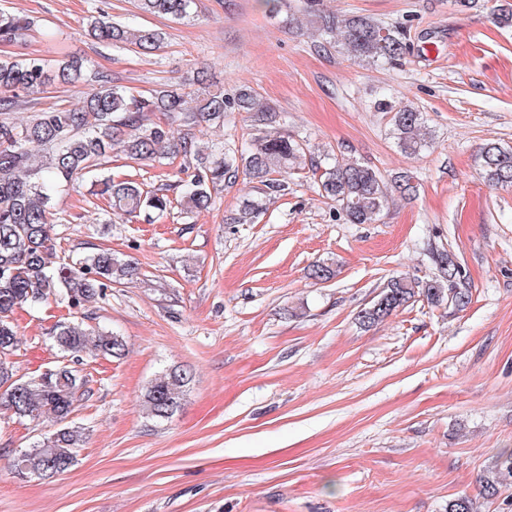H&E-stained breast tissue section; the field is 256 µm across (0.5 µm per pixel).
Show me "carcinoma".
<instances>
[{
    "label": "carcinoma",
    "mask_w": 512,
    "mask_h": 512,
    "mask_svg": "<svg viewBox=\"0 0 512 512\" xmlns=\"http://www.w3.org/2000/svg\"><path fill=\"white\" fill-rule=\"evenodd\" d=\"M321 0H307L310 23L317 25L329 43L340 44L355 59L367 64L394 65L407 51V31L384 26L368 17L343 19L320 8ZM194 0H138L147 14L174 20L191 17ZM31 26L29 18L0 10V39L10 40ZM89 32L114 47L135 46L149 51L159 46V32L114 23L100 12L91 16ZM95 81L99 88L86 94L76 107H53L36 113L28 122L15 126L0 122V403L20 419L32 422L50 420L59 428L50 437L20 451L12 461L16 476L50 478L68 471L77 461L82 433L67 425L74 410L76 393L82 385L76 370L64 365L37 380L13 379L6 355L13 352L19 338L12 315L24 306L40 305L53 298L78 306L124 279L136 275V267L110 248L66 262L56 260L51 234L53 198L77 175L112 154L119 147L127 158L146 161L170 147L171 128L144 123V114L164 112L171 123L183 127L201 123L220 125L226 112L251 115L257 133L242 150L217 145L210 151L192 150L183 142L181 152L193 156L194 165L183 167L187 174L182 197L184 210L207 209L213 204L212 191L236 182L243 174L261 185L262 194L275 196L285 191L284 177L301 168L306 153L303 143L288 134L282 118L260 105L253 94L240 92L232 97L224 91H187L183 88L155 90L134 96L106 76ZM89 82L80 60H69L56 67L39 58L24 62L0 60V110L12 105L19 93L34 94L52 85L79 89ZM376 107L391 112V134L398 148L408 156L419 154L427 145L423 113L409 105H396L381 99ZM484 178L492 186L512 185V147L489 141L480 150ZM317 174L319 194L336 204L348 224H373L388 207L394 191L402 195L416 192L413 176L403 171L392 180L376 168L355 160L325 156L312 165ZM94 195L108 196L112 209L136 217L142 212L162 214L171 205L169 198L147 191L137 182L104 178ZM263 211V203L249 200L228 217L231 224H248ZM437 273L415 281L390 279L375 301L358 312L360 324L370 327L384 321L422 294L434 305L449 298L460 310L471 302L466 272L451 252L432 251ZM53 341L66 357L80 358L86 351L119 358L125 354L123 337L104 330H89L81 323H60ZM189 371L180 368L156 375L146 387L145 404L160 420L170 418L181 406L191 382ZM512 477V452L501 457L494 475L486 480L484 491L492 496L497 484Z\"/></svg>",
    "instance_id": "carcinoma-1"
}]
</instances>
